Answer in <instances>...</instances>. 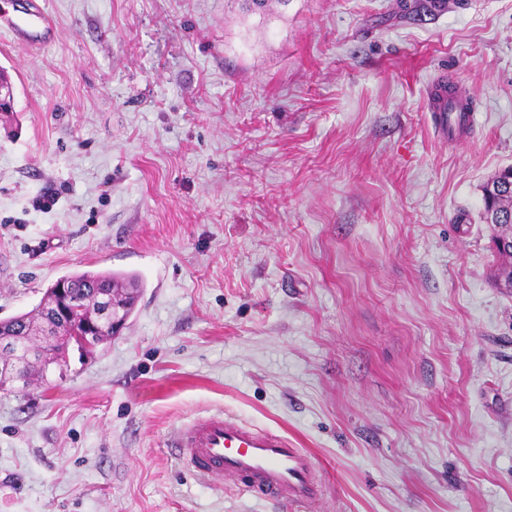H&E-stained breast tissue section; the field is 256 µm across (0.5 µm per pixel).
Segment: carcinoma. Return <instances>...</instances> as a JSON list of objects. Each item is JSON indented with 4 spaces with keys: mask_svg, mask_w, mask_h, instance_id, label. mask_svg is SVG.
<instances>
[{
    "mask_svg": "<svg viewBox=\"0 0 512 512\" xmlns=\"http://www.w3.org/2000/svg\"><path fill=\"white\" fill-rule=\"evenodd\" d=\"M512 189L499 191L496 202L484 198V210L495 208L501 217V223L495 225L497 236H504L508 224L512 223ZM499 263L494 271L495 281L512 283V256L498 253ZM66 288V295L76 307H84L81 318L96 322V336L102 343L114 336L112 321L99 315V307L91 302L104 297L109 304L123 305V317L129 318L139 298L141 288L138 280L129 274L111 271H86L61 277ZM74 326L72 320L56 317L52 296L45 295L43 303L32 314L25 313L0 322V336L9 344L0 349V364L9 363L20 368L27 382L34 379L46 381L47 366L50 362L48 352L61 361L66 353L69 341L65 336Z\"/></svg>",
    "mask_w": 512,
    "mask_h": 512,
    "instance_id": "obj_1",
    "label": "carcinoma"
}]
</instances>
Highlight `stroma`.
I'll return each mask as SVG.
<instances>
[{"instance_id": "obj_1", "label": "stroma", "mask_w": 512, "mask_h": 512, "mask_svg": "<svg viewBox=\"0 0 512 512\" xmlns=\"http://www.w3.org/2000/svg\"><path fill=\"white\" fill-rule=\"evenodd\" d=\"M43 2L55 42L0 34V320L76 272L143 288L92 355L0 391V512H512V290L482 219L512 0ZM454 76L461 144L426 109ZM218 411L308 449L321 500L195 475L173 435Z\"/></svg>"}]
</instances>
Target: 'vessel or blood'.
<instances>
[{"mask_svg":"<svg viewBox=\"0 0 512 512\" xmlns=\"http://www.w3.org/2000/svg\"><path fill=\"white\" fill-rule=\"evenodd\" d=\"M0 31L34 47L56 35L38 0H28L20 10L1 11ZM431 109L447 113L452 136L475 120V108L459 86L436 96ZM173 444L198 474L228 477L245 494L267 497L284 507L313 501L319 492L313 459L304 449L284 435L252 428L221 413L182 426Z\"/></svg>","mask_w":512,"mask_h":512,"instance_id":"vessel-or-blood-1","label":"vessel or blood"}]
</instances>
